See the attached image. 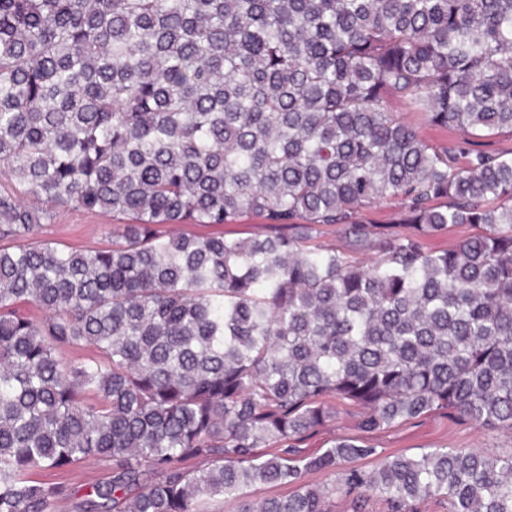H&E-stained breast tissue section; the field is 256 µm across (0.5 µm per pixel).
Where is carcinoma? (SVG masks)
<instances>
[{"label": "carcinoma", "mask_w": 512, "mask_h": 512, "mask_svg": "<svg viewBox=\"0 0 512 512\" xmlns=\"http://www.w3.org/2000/svg\"><path fill=\"white\" fill-rule=\"evenodd\" d=\"M504 131L512 0H0V512H59L32 474L86 460L112 470L86 512L255 483L296 487L260 512H512V448L290 458L338 401L370 433L446 411L512 434V150L473 140ZM392 200L410 232L375 241ZM53 208L111 215L112 244L40 239ZM245 214L271 232L182 231ZM456 224L481 233L425 246ZM392 110L397 112L400 118L418 127L421 134L427 139L433 141L447 140L448 144L453 142V134L428 126L425 123L423 114L413 110L410 106L397 102L392 104ZM396 206V202L383 204L366 213L371 224H377V232L386 233L388 230L398 227L392 225L396 219Z\"/></svg>", "instance_id": "1"}]
</instances>
